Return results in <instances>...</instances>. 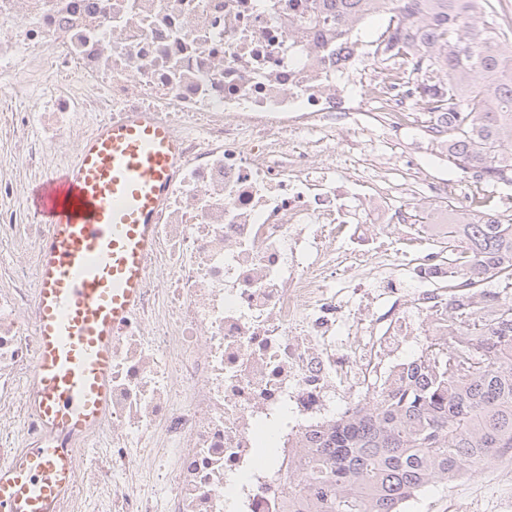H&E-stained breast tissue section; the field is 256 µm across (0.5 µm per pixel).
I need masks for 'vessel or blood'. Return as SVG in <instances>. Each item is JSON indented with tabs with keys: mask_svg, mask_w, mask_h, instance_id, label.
I'll list each match as a JSON object with an SVG mask.
<instances>
[{
	"mask_svg": "<svg viewBox=\"0 0 512 512\" xmlns=\"http://www.w3.org/2000/svg\"><path fill=\"white\" fill-rule=\"evenodd\" d=\"M182 142L151 113L98 123L74 159L36 182L28 208L50 225L37 265V354L28 401L44 439L0 463V512H58L71 488L65 440L92 433L110 400L112 344L142 298L155 216Z\"/></svg>",
	"mask_w": 512,
	"mask_h": 512,
	"instance_id": "1",
	"label": "vessel or blood"
}]
</instances>
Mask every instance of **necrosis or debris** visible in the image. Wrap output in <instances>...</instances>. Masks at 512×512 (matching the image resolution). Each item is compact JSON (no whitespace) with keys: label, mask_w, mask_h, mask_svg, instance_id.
Instances as JSON below:
<instances>
[{"label":"necrosis or debris","mask_w":512,"mask_h":512,"mask_svg":"<svg viewBox=\"0 0 512 512\" xmlns=\"http://www.w3.org/2000/svg\"><path fill=\"white\" fill-rule=\"evenodd\" d=\"M325 0H0V77L36 127L0 160V245L25 264L0 286V399L36 350L44 224L14 204L91 112H150L183 139L139 307L112 350L111 399L66 512H288L311 434L400 386L452 331L438 252H400L402 200L455 196L444 126L413 122L416 83L382 66L394 12L352 31ZM63 79L39 96L45 76ZM384 129L408 146L337 139Z\"/></svg>","instance_id":"4bbe7bcc"}]
</instances>
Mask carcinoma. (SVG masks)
<instances>
[{
  "label": "carcinoma",
  "instance_id": "cac0c4a2",
  "mask_svg": "<svg viewBox=\"0 0 512 512\" xmlns=\"http://www.w3.org/2000/svg\"><path fill=\"white\" fill-rule=\"evenodd\" d=\"M318 21L350 29L386 8L404 24L391 57L416 104L448 115V163L512 183V35L491 0H327ZM448 263L483 288L448 313L456 334L405 384L312 438L292 512H402L429 487L512 451V222L450 224Z\"/></svg>",
  "mask_w": 512,
  "mask_h": 512
}]
</instances>
